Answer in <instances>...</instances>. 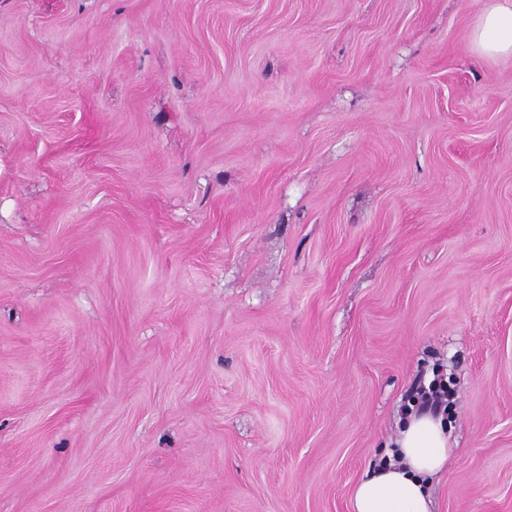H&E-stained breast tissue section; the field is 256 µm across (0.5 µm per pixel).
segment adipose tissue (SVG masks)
<instances>
[{
    "instance_id": "1",
    "label": "adipose tissue",
    "mask_w": 512,
    "mask_h": 512,
    "mask_svg": "<svg viewBox=\"0 0 512 512\" xmlns=\"http://www.w3.org/2000/svg\"><path fill=\"white\" fill-rule=\"evenodd\" d=\"M484 56H512V0H491L472 31ZM445 415L407 410L386 448V461L365 473L354 487L351 512H433L429 481L453 451Z\"/></svg>"
}]
</instances>
